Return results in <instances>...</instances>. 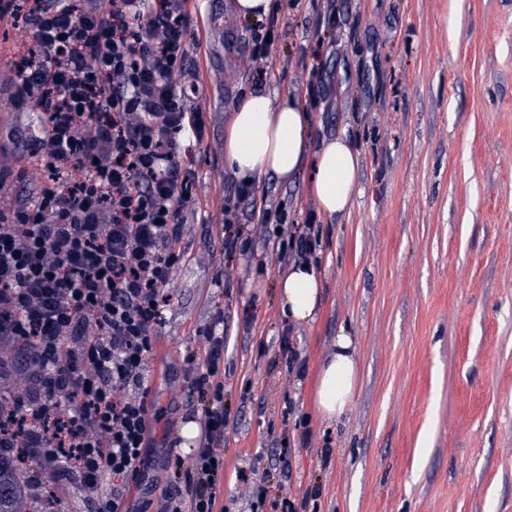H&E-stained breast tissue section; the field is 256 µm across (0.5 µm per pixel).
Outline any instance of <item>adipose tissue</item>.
I'll return each instance as SVG.
<instances>
[{"instance_id": "1", "label": "adipose tissue", "mask_w": 512, "mask_h": 512, "mask_svg": "<svg viewBox=\"0 0 512 512\" xmlns=\"http://www.w3.org/2000/svg\"><path fill=\"white\" fill-rule=\"evenodd\" d=\"M312 117L296 96L272 99L252 92L232 113L224 127V159L245 181L268 174L288 181L306 175L307 190L325 219L349 213L356 195L360 165L357 149L340 137L320 150L310 148ZM281 306L295 324L314 321L320 302L321 278L314 263L291 265L280 278ZM359 367L350 336L336 338V348L323 360L315 403L321 419L335 423L349 409L357 387Z\"/></svg>"}]
</instances>
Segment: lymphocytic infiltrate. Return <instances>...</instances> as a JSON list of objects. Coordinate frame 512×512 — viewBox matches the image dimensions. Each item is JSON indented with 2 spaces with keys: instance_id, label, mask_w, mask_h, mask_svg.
<instances>
[{
  "instance_id": "1",
  "label": "lymphocytic infiltrate",
  "mask_w": 512,
  "mask_h": 512,
  "mask_svg": "<svg viewBox=\"0 0 512 512\" xmlns=\"http://www.w3.org/2000/svg\"><path fill=\"white\" fill-rule=\"evenodd\" d=\"M27 54L9 64L14 111L29 112L12 160L0 161V447L21 448L98 512H125L146 465L147 363L163 290L185 258L192 149L205 133L188 66L187 0H0ZM243 65L262 84L275 29L256 20ZM287 222L255 185L225 212ZM320 228L279 238L280 262H304ZM224 324L205 331L184 379L204 435L154 512H218L224 482ZM111 492H104V483Z\"/></svg>"
}]
</instances>
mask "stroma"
Here are the masks:
<instances>
[{"label":"stroma","instance_id":"35a3bbf8","mask_svg":"<svg viewBox=\"0 0 512 512\" xmlns=\"http://www.w3.org/2000/svg\"><path fill=\"white\" fill-rule=\"evenodd\" d=\"M230 0H188V65L204 93L191 187L211 221L190 224L149 361L153 448L126 498L152 512L176 458L190 460L198 402L187 355L216 319L224 349V512H512V0H272L288 68L263 86L312 114L311 148L343 136L360 154L349 214L322 222L314 322L283 313L277 264L225 258L224 126L253 81ZM292 224L318 215L304 180L260 183ZM352 336L360 369L345 416L312 404L322 358ZM289 339L303 367L288 370ZM268 474L262 508L237 476Z\"/></svg>","mask_w":512,"mask_h":512}]
</instances>
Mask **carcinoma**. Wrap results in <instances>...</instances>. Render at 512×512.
Segmentation results:
<instances>
[{"label": "carcinoma", "mask_w": 512, "mask_h": 512, "mask_svg": "<svg viewBox=\"0 0 512 512\" xmlns=\"http://www.w3.org/2000/svg\"><path fill=\"white\" fill-rule=\"evenodd\" d=\"M40 478L33 481L26 468L10 453L0 452V512H58L57 508H42L43 500L56 503V490L51 476L38 470ZM42 488L41 500L35 502L30 496L33 483Z\"/></svg>", "instance_id": "obj_1"}]
</instances>
